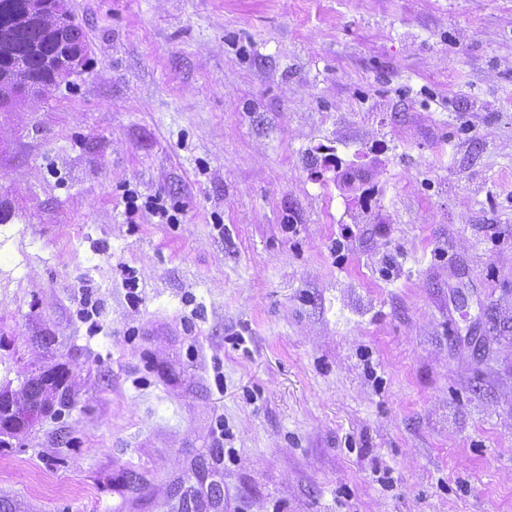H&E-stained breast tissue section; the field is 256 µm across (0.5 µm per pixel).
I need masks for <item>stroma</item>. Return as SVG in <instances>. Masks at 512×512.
<instances>
[{"label":"stroma","instance_id":"obj_1","mask_svg":"<svg viewBox=\"0 0 512 512\" xmlns=\"http://www.w3.org/2000/svg\"><path fill=\"white\" fill-rule=\"evenodd\" d=\"M67 6L0 112V386L70 400L0 512H512V0ZM66 1L60 0V8L66 17V23L62 27V24H56L48 27L49 38L46 43L39 46H34L30 49L32 54L41 56L46 69L52 76V81L49 83L38 84L30 88L24 83L14 85V90L18 92L31 91L38 96H45L50 93L58 84L60 78L58 75L62 73L61 77H68L73 74L81 64V56L84 57L86 53V45L84 41L83 32L74 23L68 8L66 7ZM62 28L66 30L65 36L62 33ZM77 49L83 52V55L71 48L68 41ZM42 60L35 57H26L25 66L23 70L24 81L31 83H40L47 76L46 70L43 66ZM19 65L12 70L1 73L0 81L2 82L5 77L11 80L23 79L18 73Z\"/></svg>","mask_w":512,"mask_h":512}]
</instances>
